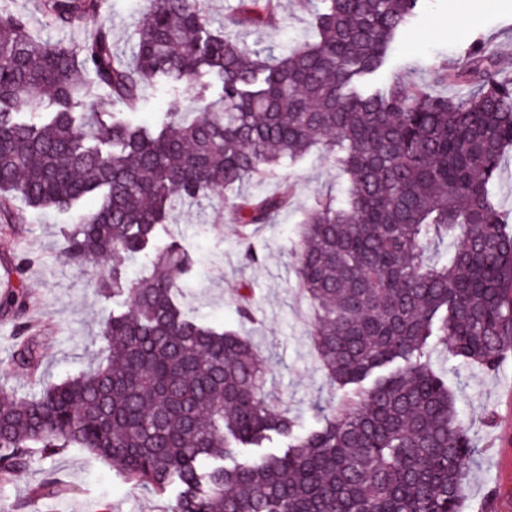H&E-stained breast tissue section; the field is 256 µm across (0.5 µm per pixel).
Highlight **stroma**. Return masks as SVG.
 I'll list each match as a JSON object with an SVG mask.
<instances>
[{
    "label": "stroma",
    "instance_id": "obj_1",
    "mask_svg": "<svg viewBox=\"0 0 512 512\" xmlns=\"http://www.w3.org/2000/svg\"><path fill=\"white\" fill-rule=\"evenodd\" d=\"M281 23L275 28L243 30L246 46L262 43L285 52L316 37V0H281ZM149 0H103L98 15L78 29L53 26L42 0H0V8L22 13L31 30L52 44L78 47L98 26L112 31L119 46L132 45V34ZM485 42L499 68L512 77V0H424L421 13L393 44L382 79L404 77L428 86L435 94L455 97L462 87L441 81L448 66L462 65L473 41ZM221 85L203 74L191 82L161 79L144 89L137 121L158 126L170 112H193L201 102L217 98ZM295 194L287 209L256 232L260 260L247 262L240 247L241 230L231 215L238 194L271 195L284 182ZM346 176L323 149L281 166L272 175L168 215L158 245L176 240L193 257L194 268L182 280L183 306L189 316L238 331L251 339L274 367L269 382L271 404L305 427L316 425V406L332 394L310 336L313 315L296 287L290 248L306 210L327 194H343ZM18 223L0 215V278L16 258H25L21 276L10 278L29 295L27 319L37 336L45 381H58L89 366L100 347V325L110 312L126 310L125 297L100 293L94 274H108L112 259L97 266L67 260L61 253L65 230L76 223L77 210L37 209L14 199ZM248 296L255 315L241 322L240 296ZM14 326L0 317V386L24 395L35 385L11 361ZM430 365L448 379L460 418L472 438L473 453L465 470L464 512H512V350L492 373L462 366L443 349ZM54 471L70 491L67 495L31 500L30 490L45 471ZM169 499L134 491L111 467L79 448L36 459L22 477L0 480V512H168Z\"/></svg>",
    "mask_w": 512,
    "mask_h": 512
}]
</instances>
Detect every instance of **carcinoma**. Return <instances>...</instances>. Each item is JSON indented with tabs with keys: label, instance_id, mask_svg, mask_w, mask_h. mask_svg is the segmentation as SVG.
Returning <instances> with one entry per match:
<instances>
[{
	"label": "carcinoma",
	"instance_id": "carcinoma-1",
	"mask_svg": "<svg viewBox=\"0 0 512 512\" xmlns=\"http://www.w3.org/2000/svg\"><path fill=\"white\" fill-rule=\"evenodd\" d=\"M420 0H322L315 40L276 54L209 29L205 0H151L131 55L107 29L78 51L34 36L0 10V212L12 198L78 215L62 255L89 263L144 252L177 202H198L325 148L347 175L342 198L307 210L290 249L313 310L311 335L336 404L321 426L272 408L269 359L234 330L187 317L177 299L192 260L177 242L150 273L117 269L98 291L125 295L110 313L98 362L19 397L0 386V476L18 478L34 454L84 448L134 488L172 495L170 512H461L472 451L448 381L424 361L430 339L449 357L496 370L512 344V233L496 195L512 147V78L480 41L467 64L444 70L459 97L380 82L395 38ZM100 0H44L48 20L72 27ZM279 0H239L224 27H273ZM92 75L123 112H78ZM202 73L221 95L176 112L153 132L135 125L144 87ZM294 186L232 204L242 248L259 260L253 228L288 205ZM448 244L437 259L431 248ZM23 288L0 295L17 320L15 364L39 371ZM286 449L241 462L272 436ZM65 491L51 470L32 493Z\"/></svg>",
	"mask_w": 512,
	"mask_h": 512
}]
</instances>
